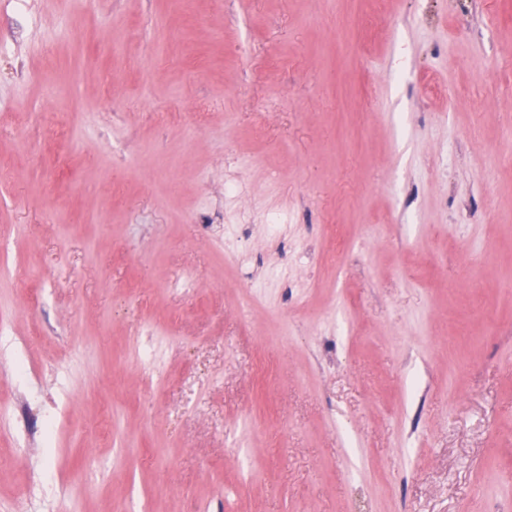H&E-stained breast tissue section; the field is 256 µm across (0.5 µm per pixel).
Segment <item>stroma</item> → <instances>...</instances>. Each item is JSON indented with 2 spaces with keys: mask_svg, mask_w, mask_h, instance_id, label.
<instances>
[{
  "mask_svg": "<svg viewBox=\"0 0 512 512\" xmlns=\"http://www.w3.org/2000/svg\"><path fill=\"white\" fill-rule=\"evenodd\" d=\"M0 170V512H512V0H0Z\"/></svg>",
  "mask_w": 512,
  "mask_h": 512,
  "instance_id": "1",
  "label": "stroma"
}]
</instances>
